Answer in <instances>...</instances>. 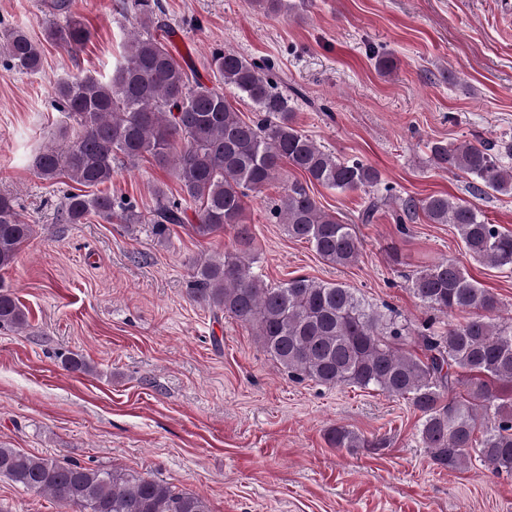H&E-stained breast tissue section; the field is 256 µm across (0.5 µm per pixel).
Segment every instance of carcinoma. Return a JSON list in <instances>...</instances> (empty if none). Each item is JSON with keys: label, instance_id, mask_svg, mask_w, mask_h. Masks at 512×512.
<instances>
[{"label": "carcinoma", "instance_id": "cac0c4a2", "mask_svg": "<svg viewBox=\"0 0 512 512\" xmlns=\"http://www.w3.org/2000/svg\"><path fill=\"white\" fill-rule=\"evenodd\" d=\"M266 15L286 16L287 0H248ZM73 0H50L45 39L76 52L89 38ZM139 31L129 35L122 59L104 82L93 75L61 79L54 108L61 118L34 158L40 178L64 176L82 186L61 202V219L81 224L90 215L104 222L142 224L132 202L108 192H87L112 182L114 165L151 159L169 168L180 196H159L149 223L162 241L170 225L187 222L194 204L199 237L234 233V250L193 262L189 295L214 313L249 327L259 347L293 380L373 388L407 401L421 414L419 440L440 468L465 469L476 458L492 474L512 473V323H495L500 299L455 260L446 259L408 278L422 307L433 313L417 332L341 283L294 277L275 286L253 270L254 237L242 222L245 198L261 190L283 164L301 172L271 207L288 237L306 242L325 262L348 266L361 254L351 225L323 211L309 185L340 191L372 189L378 171L360 159H341L297 129L288 94L270 59L256 61L216 49L209 60L216 84L190 80L185 68L154 31L162 28L159 0H131ZM5 67L37 73L41 44L22 28L0 42ZM255 107L245 121L224 96V87ZM435 165L469 176L475 198L512 192V141L430 144ZM400 224L423 212L432 224H451L465 253L490 268L512 271V233L483 218L476 205L446 194L401 205ZM14 198L0 194V270L9 267L33 235ZM460 311L466 319L447 328L437 316ZM28 324L25 309L0 283V327ZM417 336L420 352L409 348ZM469 375L459 378V371ZM333 448H384L345 427L327 433ZM0 475L23 489L55 498L78 512H209L199 496L127 469H89L0 446Z\"/></svg>", "mask_w": 512, "mask_h": 512}]
</instances>
